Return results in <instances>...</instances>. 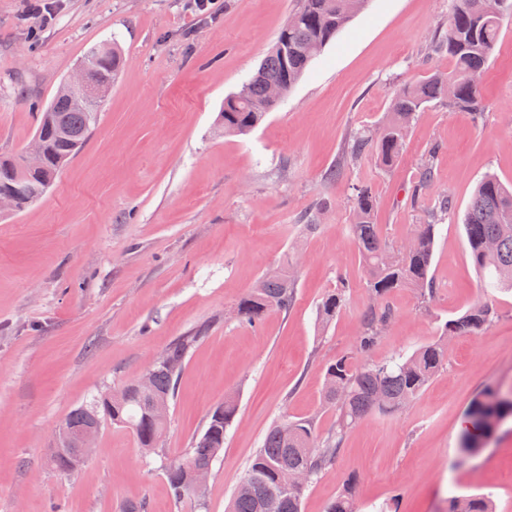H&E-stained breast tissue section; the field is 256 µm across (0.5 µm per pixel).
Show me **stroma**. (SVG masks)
<instances>
[{"instance_id":"35a3bbf8","label":"stroma","mask_w":512,"mask_h":512,"mask_svg":"<svg viewBox=\"0 0 512 512\" xmlns=\"http://www.w3.org/2000/svg\"><path fill=\"white\" fill-rule=\"evenodd\" d=\"M0 0V156L27 150L40 110L86 50L117 42L126 65L83 150L37 203L0 212V512H226L269 427L286 415L334 419L325 370L349 351L370 301L348 230L353 185L371 182L375 223L405 241L421 210L407 189L440 145L434 191L455 210L438 225L437 293L389 298L397 315L371 353H412L481 296L463 218L487 174L512 184V16L486 65V119L431 102L417 113L392 168L367 157L340 168L345 141L378 129L399 86L448 70L432 47L448 0H371L250 134H225L227 96L273 47L296 0ZM339 179H330L332 170ZM328 211H316L320 198ZM313 215L315 232L303 230ZM298 269L288 312L238 322L239 300L285 259ZM352 288L328 328L318 307L338 279ZM495 322L448 341V365L407 408L373 414L346 436L305 490L303 512H325L351 488L358 512H448L453 496H490L512 512V418L458 459L465 412L488 384L512 386V292L495 293ZM207 326L185 360L163 441L186 453L227 395L238 413L213 465L204 508L175 499L158 461L128 430L104 426L83 469L62 478L48 459L69 411L138 376L178 337Z\"/></svg>"}]
</instances>
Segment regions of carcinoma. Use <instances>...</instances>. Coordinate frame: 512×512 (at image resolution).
<instances>
[{"instance_id":"1","label":"carcinoma","mask_w":512,"mask_h":512,"mask_svg":"<svg viewBox=\"0 0 512 512\" xmlns=\"http://www.w3.org/2000/svg\"><path fill=\"white\" fill-rule=\"evenodd\" d=\"M364 4L365 0H300L294 13L297 21L280 30L271 52L259 66L261 74L225 98L220 113L224 133L245 135L257 128L276 108L267 97L268 83L278 82L285 91H290L313 61L310 48L323 49L329 45L364 10ZM508 11H512V0H451L447 35L434 46L435 54H446L452 61L448 75L431 72L396 90L383 127L375 135L358 132L349 137L343 148V162L354 166L373 153L383 165H393L400 157L417 112L433 101L454 111H466L474 123H481L484 106L480 87L471 82V76L485 69L499 42L503 15ZM124 62L121 49L114 44L110 52L99 45L90 47L81 64L88 68L92 80L103 84L115 81ZM97 115L98 107H84L74 97L59 94L41 112L36 135L45 152V164L40 171L42 191L52 186L61 169L85 145ZM438 153V146L430 148L428 160L421 165L410 187L412 202L428 197L430 204L423 210L422 220L415 225L406 245H392L383 237L380 225L373 223L375 197L371 186L361 182L353 187L348 228L359 247L373 304L362 317L361 336L354 349L340 355L325 372L322 401L336 411V420L325 434L317 432L312 419L284 416L276 421L245 473V479L251 481L250 490L235 492L227 512H258L259 504L269 498L278 502L276 512H301L304 490H288L286 472L306 468L313 476L321 473L334 461L346 434L368 414H393L421 394L447 364L448 337L476 333L498 318L496 304L483 297L461 316L446 321L436 340L413 353L385 362L369 359L372 347L394 316L388 298L395 289L413 288L424 303L436 294V284L430 275L435 231L453 207L451 198L445 194L429 197L435 178L433 160ZM463 224L484 286L511 290L512 187L502 184L493 174L484 176L472 195ZM295 285L296 273L288 263L266 272L238 303L237 318L255 325L270 311L288 312ZM349 288L350 284L340 279L336 289L323 299L318 313L321 326H328L336 317ZM205 335L206 329L199 328L169 345L166 353L170 365L154 367L149 392L132 389L125 398L112 401L110 392L103 391L72 409L62 426L76 429L99 417L105 423L132 431L144 453L162 459L175 499L192 498L187 489L190 467L220 457L226 431L236 417L237 401L225 398L210 413L204 432L195 437L185 457L179 459H170L164 449L154 447L155 437L166 431L168 419L158 417L153 405L158 400L169 403L174 398L180 369L190 349ZM467 416L471 429L461 436L463 453L483 447L492 438L497 424L512 417V396L488 386L470 404ZM306 448L313 449L311 455H305ZM50 461L63 475L80 469L73 456L55 448L51 449ZM326 512H356L351 490H344ZM448 512H492L491 501L487 496L456 497L450 500Z\"/></svg>"}]
</instances>
